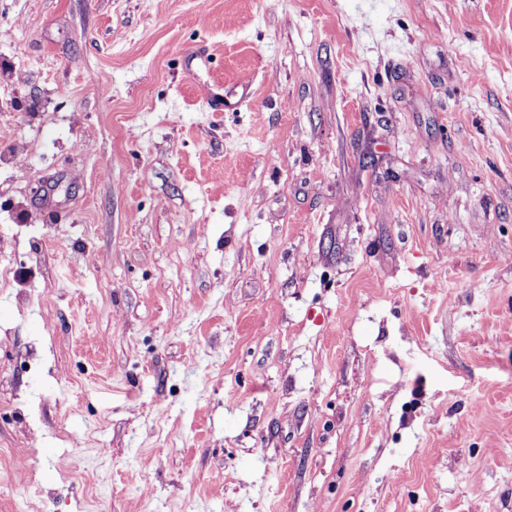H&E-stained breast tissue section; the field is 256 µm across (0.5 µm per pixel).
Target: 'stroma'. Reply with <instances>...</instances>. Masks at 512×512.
<instances>
[{
	"instance_id": "stroma-1",
	"label": "stroma",
	"mask_w": 512,
	"mask_h": 512,
	"mask_svg": "<svg viewBox=\"0 0 512 512\" xmlns=\"http://www.w3.org/2000/svg\"><path fill=\"white\" fill-rule=\"evenodd\" d=\"M0 263V512H512V0H0Z\"/></svg>"
}]
</instances>
